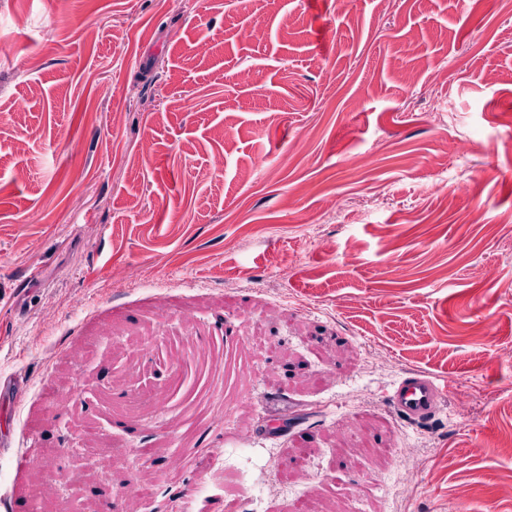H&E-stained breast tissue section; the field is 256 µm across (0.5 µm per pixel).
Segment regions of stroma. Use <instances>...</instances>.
Here are the masks:
<instances>
[{"label":"stroma","instance_id":"1","mask_svg":"<svg viewBox=\"0 0 512 512\" xmlns=\"http://www.w3.org/2000/svg\"><path fill=\"white\" fill-rule=\"evenodd\" d=\"M228 326L199 421L164 374ZM511 350L498 0H0V512L61 471L159 512L138 480L187 448L193 496L240 437L280 512L327 481L323 512H512ZM411 372L449 389L425 425L388 403Z\"/></svg>","mask_w":512,"mask_h":512}]
</instances>
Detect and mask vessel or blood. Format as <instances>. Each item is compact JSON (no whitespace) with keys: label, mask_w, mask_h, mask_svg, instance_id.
I'll use <instances>...</instances> for the list:
<instances>
[{"label":"vessel or blood","mask_w":512,"mask_h":512,"mask_svg":"<svg viewBox=\"0 0 512 512\" xmlns=\"http://www.w3.org/2000/svg\"><path fill=\"white\" fill-rule=\"evenodd\" d=\"M448 391L436 378L413 372L400 379L388 397L396 415L411 424L429 422L436 414Z\"/></svg>","instance_id":"vessel-or-blood-1"}]
</instances>
